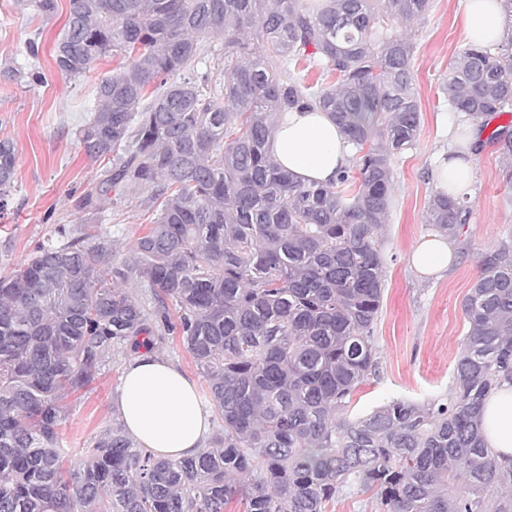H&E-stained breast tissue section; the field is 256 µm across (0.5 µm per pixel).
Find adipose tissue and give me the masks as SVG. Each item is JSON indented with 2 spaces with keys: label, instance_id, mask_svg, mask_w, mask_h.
Returning <instances> with one entry per match:
<instances>
[{
  "label": "adipose tissue",
  "instance_id": "1",
  "mask_svg": "<svg viewBox=\"0 0 512 512\" xmlns=\"http://www.w3.org/2000/svg\"><path fill=\"white\" fill-rule=\"evenodd\" d=\"M461 26L467 42L495 47L502 37L501 0H465ZM478 128L464 113L448 128V150L434 169L440 189L453 196L474 192L473 143ZM272 150L277 161L303 183L336 181L348 166L349 146L336 123L317 110H291L276 120ZM454 250L444 237L421 241L411 256L423 274L448 268ZM119 408L128 433L140 447L162 458L195 456L210 428L195 386L173 364L151 354L134 356L125 366ZM484 440L501 463H512V384L505 382L481 412Z\"/></svg>",
  "mask_w": 512,
  "mask_h": 512
}]
</instances>
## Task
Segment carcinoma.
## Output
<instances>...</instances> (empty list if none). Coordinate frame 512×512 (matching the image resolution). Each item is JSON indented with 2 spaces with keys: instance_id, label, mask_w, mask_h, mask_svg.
I'll list each match as a JSON object with an SVG mask.
<instances>
[{
  "instance_id": "cac0c4a2",
  "label": "carcinoma",
  "mask_w": 512,
  "mask_h": 512,
  "mask_svg": "<svg viewBox=\"0 0 512 512\" xmlns=\"http://www.w3.org/2000/svg\"><path fill=\"white\" fill-rule=\"evenodd\" d=\"M429 2L69 0L61 74L128 58L75 132L105 162L80 209L96 219L124 188L156 214L120 266L85 224L0 277V512H226L232 501L327 512L353 485L384 512H512V464L480 429L484 401L512 382L511 237L481 253L462 302L450 400L343 417L378 372L392 157L421 126L405 29ZM503 13L496 51L465 44L443 85L481 128L512 113V0ZM215 40L221 82L197 68ZM307 62L334 80L290 69ZM3 77L46 81L36 68ZM313 108L356 154L325 185L295 179L271 151L277 114ZM490 141L512 183V123ZM16 166L14 143L0 139V208ZM470 213L466 198L437 190L425 223L458 240ZM173 334L207 383L218 422L208 446L159 458L115 420L72 461L66 400L91 390L113 352L150 353Z\"/></svg>"
}]
</instances>
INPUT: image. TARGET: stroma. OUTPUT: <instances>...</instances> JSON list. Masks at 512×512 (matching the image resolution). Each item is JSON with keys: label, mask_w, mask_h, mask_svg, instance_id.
<instances>
[{"label": "stroma", "mask_w": 512, "mask_h": 512, "mask_svg": "<svg viewBox=\"0 0 512 512\" xmlns=\"http://www.w3.org/2000/svg\"><path fill=\"white\" fill-rule=\"evenodd\" d=\"M464 0H431L425 17L407 30L414 43V88L421 103L417 144L392 160L393 202L381 229L387 258L386 290L375 326L378 374L354 395L348 416L369 413L393 399L421 401L450 397L453 370L468 330L462 301L478 276V257L512 236V183L495 145H485L474 159L472 215L464 235L467 250H456L451 266L424 276L412 265L415 246L432 234L424 215L438 184L431 173L448 147L451 107L441 92L458 49ZM69 13V0H58L52 18L37 13L31 0H0V69L37 66L46 82L17 83L0 77V139L17 150L14 186L0 212V275L27 262L38 243L59 227L89 223L77 201L102 168L88 159L75 136L96 107L95 87L124 64L123 55L98 62L86 77L68 79L56 70L53 53ZM40 42L30 58L24 42ZM102 217L101 231L121 263L129 247L147 229L152 212L133 191L121 189ZM127 359L117 356L93 388L71 400L62 426L63 446L77 455L119 415L118 398Z\"/></svg>", "instance_id": "obj_1"}]
</instances>
